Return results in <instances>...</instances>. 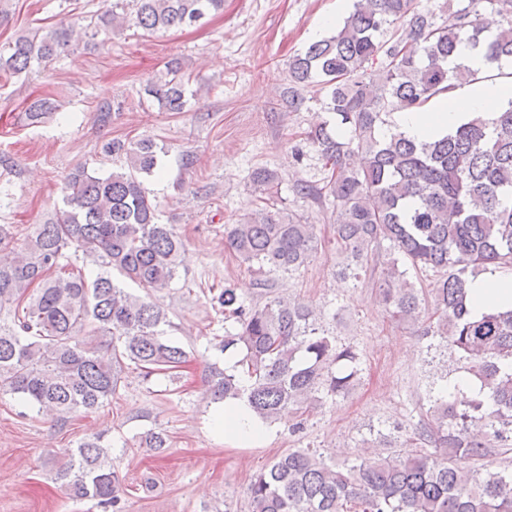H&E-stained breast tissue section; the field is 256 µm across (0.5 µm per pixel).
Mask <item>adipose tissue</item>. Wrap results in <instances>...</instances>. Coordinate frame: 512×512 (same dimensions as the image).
I'll return each mask as SVG.
<instances>
[{
    "label": "adipose tissue",
    "instance_id": "1",
    "mask_svg": "<svg viewBox=\"0 0 512 512\" xmlns=\"http://www.w3.org/2000/svg\"><path fill=\"white\" fill-rule=\"evenodd\" d=\"M512 98V82H494L473 86L465 96L449 94L440 97L436 106L426 112H399L394 120L406 134L423 141L447 133L463 122L468 113L478 112L493 117L502 104ZM476 312L504 309L512 305V279L489 275L478 276L472 283ZM217 423L225 438L235 441H257L269 427L254 419L244 402L226 403L217 415Z\"/></svg>",
    "mask_w": 512,
    "mask_h": 512
}]
</instances>
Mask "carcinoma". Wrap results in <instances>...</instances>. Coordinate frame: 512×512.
Masks as SVG:
<instances>
[{
  "instance_id": "cac0c4a2",
  "label": "carcinoma",
  "mask_w": 512,
  "mask_h": 512,
  "mask_svg": "<svg viewBox=\"0 0 512 512\" xmlns=\"http://www.w3.org/2000/svg\"><path fill=\"white\" fill-rule=\"evenodd\" d=\"M127 7L149 35L191 25L224 9V0H112L87 25L91 36L112 33L117 9ZM72 38L73 26L61 21L0 46V77L30 73ZM465 49L483 67L463 60ZM509 63L512 0H448L441 21L426 0H351L336 32L293 59L290 106L302 104L300 86L327 91L332 121L306 133L326 176L299 191L336 207L339 276L356 287L374 279L389 316L429 340L426 349L438 343L457 354L480 388L432 395L410 433L420 450L409 457L338 463L310 447L288 450L252 476L250 512H512V468L482 464L493 448L512 450V309L478 315L470 299L478 275L512 272V98L496 118L474 117L424 142L388 121ZM145 93L168 112L188 102L176 68ZM52 111L47 98L27 106L34 123ZM163 151L150 138L113 139L102 152L124 163L105 175L77 166L64 208L22 246H14L12 225H0V394L49 413L61 428L109 404L128 367L149 379L187 363L185 349L162 336L166 314L150 301L178 277L184 249L172 226L158 222L145 186ZM277 181L274 170H254L262 206L224 225L225 246L264 282L300 271L318 250L314 225L277 207ZM68 250L101 260L95 276L61 263ZM114 269L145 295L117 284ZM430 271L438 278L428 303L421 276ZM212 300L233 327L215 349L238 360L231 371L211 365L210 402L243 400L269 423L288 412L300 432L311 413L359 380L358 351L308 306L281 297L249 303L227 285ZM103 438L68 449L56 479L71 498L122 512L120 478ZM140 447L163 453L168 435L151 430Z\"/></svg>"
}]
</instances>
